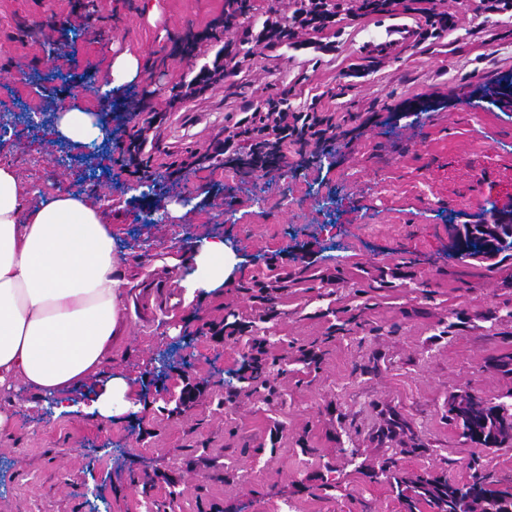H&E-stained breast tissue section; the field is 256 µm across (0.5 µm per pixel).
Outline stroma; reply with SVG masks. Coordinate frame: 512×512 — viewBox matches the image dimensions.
<instances>
[{"instance_id":"35a3bbf8","label":"stroma","mask_w":512,"mask_h":512,"mask_svg":"<svg viewBox=\"0 0 512 512\" xmlns=\"http://www.w3.org/2000/svg\"><path fill=\"white\" fill-rule=\"evenodd\" d=\"M225 0H0V149L26 205L79 195L112 227L124 267L127 332L105 365L133 379L138 413L101 424L0 393V512H405L381 474L466 481L512 477V441L466 439L450 406L475 393L512 400V258L460 260L458 229L512 209V45L448 37L366 61L358 32L336 55L297 63L251 45L252 67L162 127L157 167L135 181L115 164L117 127L143 98L165 110L179 77L213 60ZM137 75L108 97L118 57ZM369 62L345 90L344 67ZM343 90L331 154L291 155L270 174L212 166L180 182L167 151L206 150L232 117L269 94L292 105ZM80 105L103 139L56 138ZM70 156L67 165L59 164ZM224 238L239 263L222 288L146 328L138 284L159 261ZM286 279L259 298L257 283ZM237 335H229L228 324ZM277 364L251 378L252 340ZM407 426L390 429L392 415ZM357 449L349 459L346 449Z\"/></svg>"}]
</instances>
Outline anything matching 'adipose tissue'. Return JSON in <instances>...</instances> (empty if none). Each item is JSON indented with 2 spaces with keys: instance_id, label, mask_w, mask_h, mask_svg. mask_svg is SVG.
I'll return each instance as SVG.
<instances>
[{
  "instance_id": "obj_1",
  "label": "adipose tissue",
  "mask_w": 512,
  "mask_h": 512,
  "mask_svg": "<svg viewBox=\"0 0 512 512\" xmlns=\"http://www.w3.org/2000/svg\"><path fill=\"white\" fill-rule=\"evenodd\" d=\"M26 189L0 166V389L23 383L56 414L92 420L137 412L129 381L104 375L124 334L122 271L111 225L84 197L66 195L24 211ZM237 260L223 239L194 246L185 301L223 286ZM89 402L71 396L93 380Z\"/></svg>"
}]
</instances>
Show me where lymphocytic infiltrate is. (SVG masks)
Here are the masks:
<instances>
[{
  "label": "lymphocytic infiltrate",
  "instance_id": "f902f5d3",
  "mask_svg": "<svg viewBox=\"0 0 512 512\" xmlns=\"http://www.w3.org/2000/svg\"><path fill=\"white\" fill-rule=\"evenodd\" d=\"M462 12L476 18L486 13L512 18V0H458L454 5L448 0H295L288 20H281L276 9H269L261 28H242L239 40L273 50L280 43L299 39L304 45L333 53L346 28L380 15H402L414 21L418 40L424 43L455 32ZM242 66V61L232 56L221 63L213 62L211 68L196 75H181L174 85L171 104L201 98L225 77L240 74ZM322 100V95L316 94L294 106L287 97L267 96L239 113L235 122L225 127L223 138L213 139L206 151L189 150L166 163V173L177 181L218 157L228 168L270 173L287 162L291 147L326 150L336 141V111L323 106ZM162 125L157 110L131 113L116 144L122 172L136 178L151 172Z\"/></svg>",
  "mask_w": 512,
  "mask_h": 512
}]
</instances>
